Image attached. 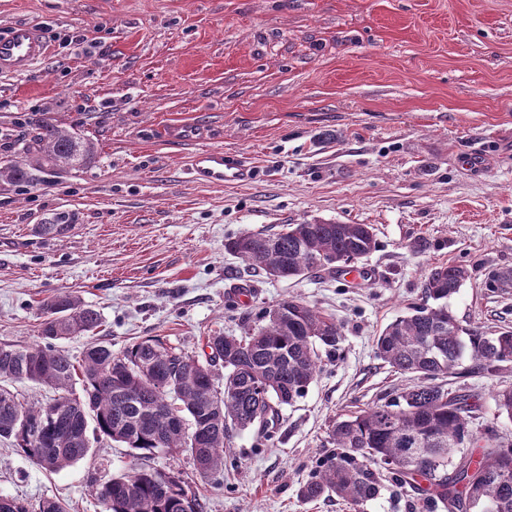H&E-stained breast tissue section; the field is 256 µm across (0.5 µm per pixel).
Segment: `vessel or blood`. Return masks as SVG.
Returning <instances> with one entry per match:
<instances>
[{
    "label": "vessel or blood",
    "instance_id": "vessel-or-blood-1",
    "mask_svg": "<svg viewBox=\"0 0 512 512\" xmlns=\"http://www.w3.org/2000/svg\"><path fill=\"white\" fill-rule=\"evenodd\" d=\"M51 53L43 29L29 23H18L0 30V72L19 75L30 71ZM192 178L200 183L221 186L228 181L250 176L238 159L225 155L223 149L211 148L193 155L189 165Z\"/></svg>",
    "mask_w": 512,
    "mask_h": 512
}]
</instances>
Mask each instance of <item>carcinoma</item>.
<instances>
[{
    "instance_id": "obj_1",
    "label": "carcinoma",
    "mask_w": 512,
    "mask_h": 512,
    "mask_svg": "<svg viewBox=\"0 0 512 512\" xmlns=\"http://www.w3.org/2000/svg\"><path fill=\"white\" fill-rule=\"evenodd\" d=\"M95 145L73 128L48 120L29 123L18 155L0 161V182L30 185L54 166H91ZM378 248L370 224L302 222L277 233L248 232L225 249L270 279H293L355 265ZM469 278L464 264L431 269L421 301L376 337L377 357L396 372L425 382L336 419L328 453L298 488L305 502L336 496L357 512L388 486L407 488L426 512H512V445L496 430L480 444L469 428L467 398L434 383L473 372L492 375L512 362V328L488 336L462 327L448 299ZM40 341L0 344V440L49 472L84 459L88 419L108 439L143 460L159 452L188 455L205 479L224 474V448L234 433L257 429L269 440L279 408L304 396L324 366L336 361L343 326L317 308L284 298L255 313L243 336L214 334L204 361L153 336L112 352V343L90 344L74 359L62 342L92 335L99 312L79 297L59 295L40 306ZM224 373H219V368ZM31 382L53 390L50 400L26 401L13 389ZM498 415L512 421V388L495 395ZM104 512H201L198 495L179 474L147 464L94 488ZM0 512H66L52 500L37 505L0 497Z\"/></svg>"
}]
</instances>
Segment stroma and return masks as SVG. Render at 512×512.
Returning <instances> with one entry per match:
<instances>
[{
  "label": "stroma",
  "mask_w": 512,
  "mask_h": 512,
  "mask_svg": "<svg viewBox=\"0 0 512 512\" xmlns=\"http://www.w3.org/2000/svg\"><path fill=\"white\" fill-rule=\"evenodd\" d=\"M20 22L40 25L52 52L29 73H0V158L32 118L77 129L98 153L49 182L0 183V344L36 343L39 306L59 294L100 312L116 353L156 336L199 355L208 336L242 335L282 298L314 305L345 340L281 408L273 441L235 434L219 485L184 456L150 464L180 471L203 512H353L297 490L330 422L417 382L377 358L375 338L430 270L467 264L448 302L461 326L512 327V287L486 285L512 271V0H0V27ZM174 124L196 139H168ZM210 148L250 179L192 181L190 156ZM61 212L74 216L68 232H38ZM304 221L373 225L367 280H271L224 249ZM442 383L470 394L476 436L492 426L512 441L494 403L512 363ZM135 464L97 441L49 473L0 441V496L103 512L94 484Z\"/></svg>",
  "instance_id": "obj_1"
}]
</instances>
